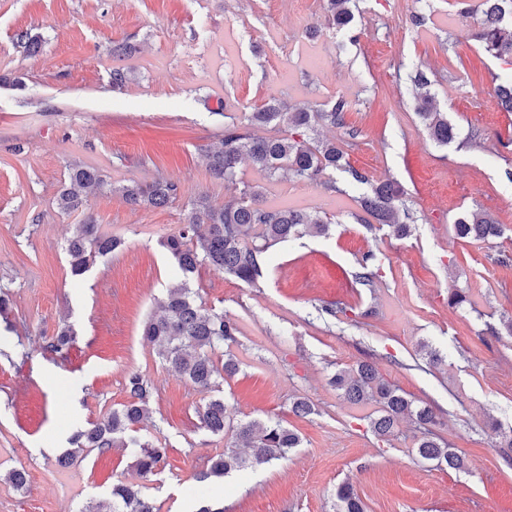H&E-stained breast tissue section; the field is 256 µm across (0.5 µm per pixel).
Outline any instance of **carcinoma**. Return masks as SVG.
I'll list each match as a JSON object with an SVG mask.
<instances>
[{
	"label": "carcinoma",
	"mask_w": 512,
	"mask_h": 512,
	"mask_svg": "<svg viewBox=\"0 0 512 512\" xmlns=\"http://www.w3.org/2000/svg\"><path fill=\"white\" fill-rule=\"evenodd\" d=\"M353 0H325L324 10L328 28L335 32L352 30ZM465 17L478 23L475 34L483 52L500 62L512 65V0H480L478 11L466 9ZM15 44L29 55L40 52L41 36L21 29L15 34ZM495 92L502 108L512 112V76L495 75ZM416 114L428 130L430 138L439 146H448L457 138L456 126L448 113L432 105L430 81L423 72L412 78ZM348 103L337 100L330 110L311 112L304 107H290L279 100H270L264 106L244 116L240 122L224 125L220 148L209 155L213 174L227 182L235 181L237 167L248 159L265 177L272 179L282 171L296 177L327 184L333 173L348 174L351 182L371 186V192L361 198V209L377 224L393 228L399 237L410 233L408 211L402 208L403 188L392 181L372 185L369 176L346 160L345 143L334 139H319L317 126L344 124ZM286 126L277 136H258L254 130L270 126ZM69 185L56 196L58 209L65 213L87 205L89 194L104 185L99 172L91 167L76 166L68 174ZM133 206L164 207L181 195L177 184L156 179L149 184L133 182L112 187ZM329 218L318 212L292 208H278L264 204L260 193L249 184L239 194L217 205L201 196L192 203L188 223L168 235L163 247L174 259L184 281H189L203 264L218 273L228 274L241 282L255 286L263 277L266 253L278 243L303 233L324 235ZM461 238L486 241L501 235L494 218L481 209L464 213L455 223ZM122 241L116 236L99 232L92 218L74 225L67 243L72 276L88 271L96 259L118 251ZM240 329L228 314L198 304L188 286L172 288L158 302V311L145 323L143 336L157 347L159 357L181 375L197 391L207 395L196 414L201 426L213 435L232 432L234 444L209 459L206 472L199 479H222L233 471L269 464L287 456L299 447L300 437L281 421L264 422L231 420L224 398L215 395L224 375L238 370V363L230 351L224 361L214 359L221 347L237 343ZM74 342L72 328H64L46 344V350L63 355ZM331 384L352 404L374 402L378 414L370 421L372 432L380 438L394 435L399 420L405 416L415 420L419 434L414 436L413 451L426 461L445 463L448 468H465V458L433 437L432 428L438 416L427 404L416 405L396 387L390 385L368 362L338 371ZM128 400L120 408L106 414L90 427L74 434L72 448L62 454L58 463L67 466L72 460L91 451L104 453L113 447L135 449L134 473L131 478L112 485V506H85L81 512H157L154 501L144 492V482L155 476L164 462L168 448L159 440L136 436V426L150 414V400L155 388L141 374L132 372L126 379ZM336 512H365L363 504L352 488L341 485L336 489Z\"/></svg>",
	"instance_id": "1"
}]
</instances>
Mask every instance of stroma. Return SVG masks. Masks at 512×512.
Masks as SVG:
<instances>
[{
	"label": "stroma",
	"instance_id": "stroma-1",
	"mask_svg": "<svg viewBox=\"0 0 512 512\" xmlns=\"http://www.w3.org/2000/svg\"><path fill=\"white\" fill-rule=\"evenodd\" d=\"M353 13L351 36L311 40L324 0H0V286L12 303L0 316V512L108 501L133 449L94 451L66 468L56 459L75 431L126 402L132 372L158 390L140 434L168 444L147 484L160 512H195L205 500L224 512H336L345 482L365 512H512V263L500 262L512 259V112L492 81L504 66L461 29L454 0H357ZM20 28L41 35L40 53L16 49ZM116 43L132 56H113ZM115 67L129 72L123 86L111 82ZM418 68L457 126L449 146L430 139L414 110ZM273 97L320 110L347 101L344 126L318 133L347 142L349 163L371 180L402 185L409 236L360 223L365 188L342 172L331 189L270 180L247 162L235 182L214 177L207 152L225 121ZM77 165L96 168L106 187L86 210L64 213L55 199ZM158 178L179 184V200L133 207L115 191ZM243 182L267 205L323 211L333 224L329 237L270 248L257 286L205 265L190 279L197 301L241 327L231 347L240 369L221 386L235 420L273 417L302 439L287 458L202 482L226 441L201 428L202 393L141 331L180 282L161 240L186 223L191 200L223 203ZM473 209L489 212L501 236L459 238L454 222ZM88 212L123 246L79 281L65 247ZM369 251L367 287L355 275ZM455 290L467 300L452 307ZM67 326L69 353L46 350ZM430 349L440 365H428ZM360 361L435 407V432L466 470L412 454L410 420L391 441L374 435V404H350L328 383ZM298 396L311 415L292 413ZM14 468L25 470L24 488L7 482Z\"/></svg>",
	"mask_w": 512,
	"mask_h": 512
}]
</instances>
